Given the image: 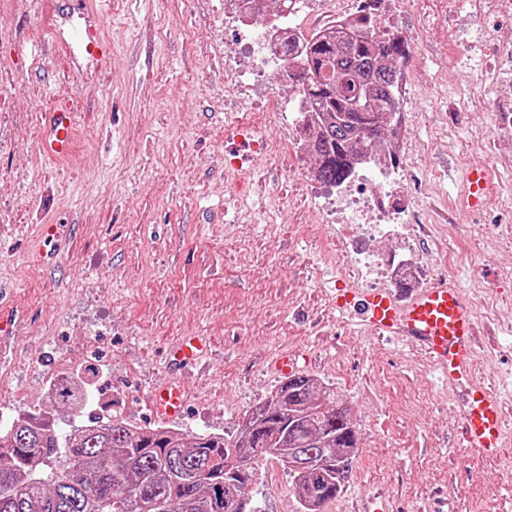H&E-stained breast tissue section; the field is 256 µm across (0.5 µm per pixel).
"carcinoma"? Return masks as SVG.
<instances>
[{
	"label": "carcinoma",
	"instance_id": "1",
	"mask_svg": "<svg viewBox=\"0 0 512 512\" xmlns=\"http://www.w3.org/2000/svg\"><path fill=\"white\" fill-rule=\"evenodd\" d=\"M344 35L311 37L303 66L288 80L318 113L312 136L316 176L340 184L351 157L395 133L398 71L410 57L398 34L378 38L366 19ZM358 440L333 392L315 379L288 377L244 418L231 441L222 434L185 437L121 417L56 435L38 419L0 430V512H261L243 490L255 463L288 469L301 512L344 488Z\"/></svg>",
	"mask_w": 512,
	"mask_h": 512
}]
</instances>
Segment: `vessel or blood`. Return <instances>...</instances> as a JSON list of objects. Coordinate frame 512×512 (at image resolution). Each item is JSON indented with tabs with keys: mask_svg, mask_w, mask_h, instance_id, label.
<instances>
[{
	"mask_svg": "<svg viewBox=\"0 0 512 512\" xmlns=\"http://www.w3.org/2000/svg\"><path fill=\"white\" fill-rule=\"evenodd\" d=\"M70 14L83 19L79 47L99 68L109 64L112 46L103 37L100 13L91 0H66ZM259 145L255 132L238 127L224 141V165L239 171L251 160ZM40 152L50 159H67L74 153L73 114L61 97L43 114ZM464 201L473 210H482L492 186V173L483 164L472 165L465 176ZM333 303L340 316L356 320L369 333L382 340L402 341L423 350L449 384L463 388L459 410V433L463 443L484 454L498 453L504 446L503 402L496 388L473 380L477 350L476 319L459 288L435 281L415 291L356 288L339 280L332 290ZM178 384L156 388L152 408L156 416L175 418L184 408Z\"/></svg>",
	"mask_w": 512,
	"mask_h": 512,
	"instance_id": "vessel-or-blood-1",
	"label": "vessel or blood"
}]
</instances>
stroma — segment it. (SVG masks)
<instances>
[{
  "mask_svg": "<svg viewBox=\"0 0 512 512\" xmlns=\"http://www.w3.org/2000/svg\"><path fill=\"white\" fill-rule=\"evenodd\" d=\"M63 0H0V284L19 319L0 349V405L11 413H73L43 379L72 360L97 361L121 405L157 427L152 387L174 375L170 351L204 337V371L186 380L187 406L171 428L232 437L243 415L282 377L281 355L309 358L305 375L331 388L355 425L359 454L323 512H502L512 481V437L495 456L458 435L454 393L423 354L338 320L331 294L350 278L341 233L323 220L302 173L296 125L276 111L281 74L267 95L241 103L224 82L237 41L224 0H107V71L72 60L58 42L71 24ZM423 29L419 82L405 109L401 184L430 220L417 248L427 276L450 275L472 306L482 348L474 375L502 386L512 430V112H490V63L448 55V0H413L394 26ZM54 85L75 111L72 160L39 153ZM242 122L268 139L250 175L224 171L226 128ZM502 179L475 215L458 201L475 162ZM60 225L55 256L41 258V227ZM262 512H299L287 470L258 463L245 490Z\"/></svg>",
  "mask_w": 512,
  "mask_h": 512,
  "instance_id": "stroma-1",
  "label": "stroma"
}]
</instances>
